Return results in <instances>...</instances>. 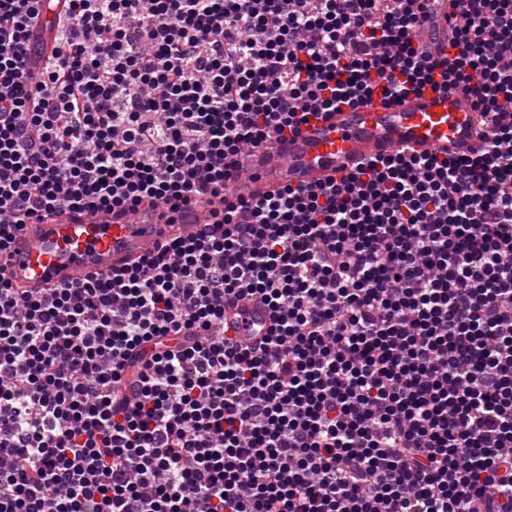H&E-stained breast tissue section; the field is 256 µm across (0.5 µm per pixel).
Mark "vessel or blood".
<instances>
[{
	"label": "vessel or blood",
	"instance_id": "vessel-or-blood-1",
	"mask_svg": "<svg viewBox=\"0 0 512 512\" xmlns=\"http://www.w3.org/2000/svg\"><path fill=\"white\" fill-rule=\"evenodd\" d=\"M448 0H432L419 42L452 58L448 47ZM480 117L472 93L426 86L388 102L375 94L361 104L309 119L267 148L247 155L245 175L229 194L253 200L285 186L306 187L356 172L369 158L398 151L464 160L479 144ZM207 204L183 207L166 222L160 204L145 201L132 213L67 208L46 222L24 225L11 243L5 273L13 287L39 292L79 284L137 261L160 241L197 232L211 221ZM267 309L242 300L224 314V333L242 342L264 336Z\"/></svg>",
	"mask_w": 512,
	"mask_h": 512
}]
</instances>
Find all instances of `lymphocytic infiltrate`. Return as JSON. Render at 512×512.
<instances>
[{"instance_id":"obj_1","label":"lymphocytic infiltrate","mask_w":512,"mask_h":512,"mask_svg":"<svg viewBox=\"0 0 512 512\" xmlns=\"http://www.w3.org/2000/svg\"><path fill=\"white\" fill-rule=\"evenodd\" d=\"M0 0V253L57 210L222 196L309 116L443 71L486 130L228 201L48 294L0 270V512H512V0ZM272 315L224 334L226 303ZM430 6V14L424 28L419 31L417 40L429 46L433 52L438 51L439 59L448 58L449 64L453 59V52L448 47V1L431 0Z\"/></svg>"}]
</instances>
